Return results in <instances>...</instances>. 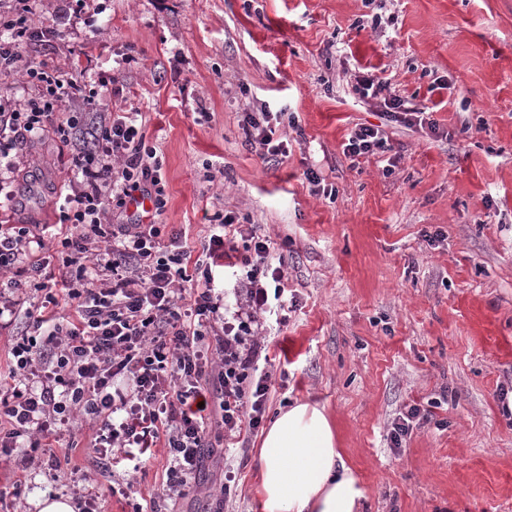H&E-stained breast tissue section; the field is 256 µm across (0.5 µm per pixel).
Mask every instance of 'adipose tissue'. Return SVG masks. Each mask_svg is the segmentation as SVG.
Returning <instances> with one entry per match:
<instances>
[{
	"label": "adipose tissue",
	"mask_w": 512,
	"mask_h": 512,
	"mask_svg": "<svg viewBox=\"0 0 512 512\" xmlns=\"http://www.w3.org/2000/svg\"><path fill=\"white\" fill-rule=\"evenodd\" d=\"M256 494L261 512H358L365 491L324 407L298 402L277 413L259 450Z\"/></svg>",
	"instance_id": "obj_1"
}]
</instances>
